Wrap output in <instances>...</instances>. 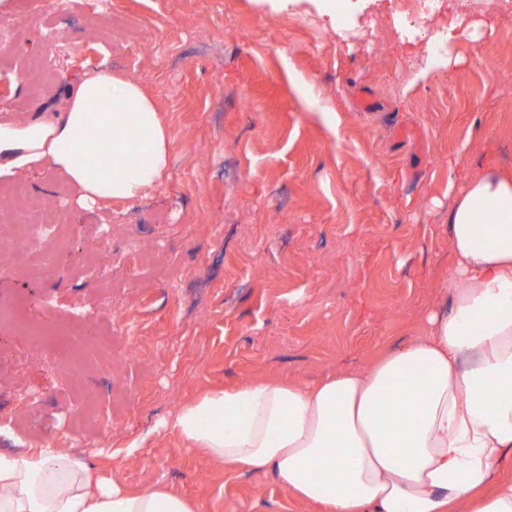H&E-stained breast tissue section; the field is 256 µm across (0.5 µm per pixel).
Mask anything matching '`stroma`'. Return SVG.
<instances>
[{
    "label": "stroma",
    "instance_id": "35a3bbf8",
    "mask_svg": "<svg viewBox=\"0 0 512 512\" xmlns=\"http://www.w3.org/2000/svg\"><path fill=\"white\" fill-rule=\"evenodd\" d=\"M320 0H9L0 116L56 104L104 62L138 82L168 126L162 182L81 208L44 165L18 174L66 226L55 266L0 270L36 344L0 325V453L80 443L94 473L157 485L200 512H308L268 472H225L164 422L208 390L268 375L312 381L419 335L453 260L451 189L512 167V22L493 0H449L445 63L427 28L313 46ZM45 76L32 87L28 73ZM372 106L364 110L361 99ZM16 182L0 183V196ZM135 455H127L131 444Z\"/></svg>",
    "mask_w": 512,
    "mask_h": 512
}]
</instances>
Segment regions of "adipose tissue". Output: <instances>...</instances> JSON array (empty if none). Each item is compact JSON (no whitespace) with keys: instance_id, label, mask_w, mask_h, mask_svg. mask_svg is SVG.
Returning a JSON list of instances; mask_svg holds the SVG:
<instances>
[{"instance_id":"ef3b65f1","label":"adipose tissue","mask_w":512,"mask_h":512,"mask_svg":"<svg viewBox=\"0 0 512 512\" xmlns=\"http://www.w3.org/2000/svg\"><path fill=\"white\" fill-rule=\"evenodd\" d=\"M172 138L154 101L98 68L49 112L0 120V180L33 164L79 202L131 201L163 179ZM122 161L102 173L100 154ZM454 264L420 335L316 382L253 379L209 392L170 425L225 470L266 471L317 512H512V170L485 167L448 211ZM0 512H198L164 489L94 479L50 445L0 454Z\"/></svg>"}]
</instances>
